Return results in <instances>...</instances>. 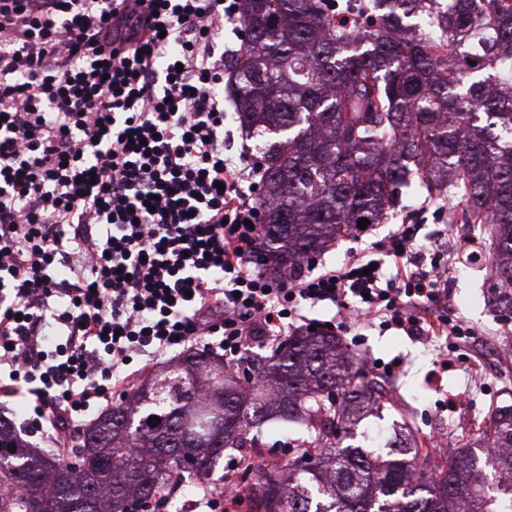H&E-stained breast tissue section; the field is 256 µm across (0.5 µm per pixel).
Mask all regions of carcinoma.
<instances>
[{"label":"carcinoma","mask_w":512,"mask_h":512,"mask_svg":"<svg viewBox=\"0 0 512 512\" xmlns=\"http://www.w3.org/2000/svg\"><path fill=\"white\" fill-rule=\"evenodd\" d=\"M331 2L242 0L247 46L229 90L240 127L259 141L266 271L283 278L359 219L380 223L414 174L439 196L462 193V223L497 225L494 273L512 284V0ZM356 8L370 12L367 26L336 21ZM357 377L336 337L307 332L248 385L221 355L183 353L68 453L30 447L0 416V488L10 490L0 512H135L132 503L210 474L272 421L304 424L316 444L287 474L249 465L257 512H495L463 448L432 470L411 434L388 460L340 447L360 405L382 396ZM484 439L512 497V406L491 415Z\"/></svg>","instance_id":"1"}]
</instances>
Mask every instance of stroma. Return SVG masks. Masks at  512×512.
Segmentation results:
<instances>
[{"instance_id": "1", "label": "stroma", "mask_w": 512, "mask_h": 512, "mask_svg": "<svg viewBox=\"0 0 512 512\" xmlns=\"http://www.w3.org/2000/svg\"><path fill=\"white\" fill-rule=\"evenodd\" d=\"M441 197L429 196L419 182H412L405 208L390 212L380 224H370L336 242L321 257L326 266H337L350 256L371 250L386 236L396 233L401 225L416 224L421 231L419 243L430 245L440 238L456 244V232L448 228V217L438 216L435 208L444 203ZM456 206V199L446 201ZM454 287L453 307L461 319L476 327L480 335L469 346V362L449 370L442 381H433L429 372L442 351L445 341L438 337L415 339L396 333H380L373 324H364L340 333L341 342L355 356L365 381L379 383L384 388L382 406L368 415L351 430L346 443L379 455H386L387 444L375 438L376 432L412 425L420 436L435 438L442 428H450L458 444L473 442L480 428L485 427L492 408L512 405V310L499 301L496 277L490 264L470 268L453 262L450 273ZM492 341L507 361L491 374L479 373L478 354L485 341ZM400 359L402 370L389 378L376 374V363ZM456 395L459 404L448 407L449 395ZM305 428L289 432L288 444L274 438L261 437L255 447L244 449L246 458L287 464L288 450L313 441Z\"/></svg>"}]
</instances>
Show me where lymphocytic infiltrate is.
<instances>
[{"mask_svg": "<svg viewBox=\"0 0 512 512\" xmlns=\"http://www.w3.org/2000/svg\"><path fill=\"white\" fill-rule=\"evenodd\" d=\"M240 10L0 0V396L32 397L36 428L81 425L134 358L192 344L237 365L249 343L354 317L452 350L476 334L448 312L447 251L423 260L408 228L373 261L311 257L281 282L258 270L262 172L224 152Z\"/></svg>", "mask_w": 512, "mask_h": 512, "instance_id": "1", "label": "lymphocytic infiltrate"}]
</instances>
